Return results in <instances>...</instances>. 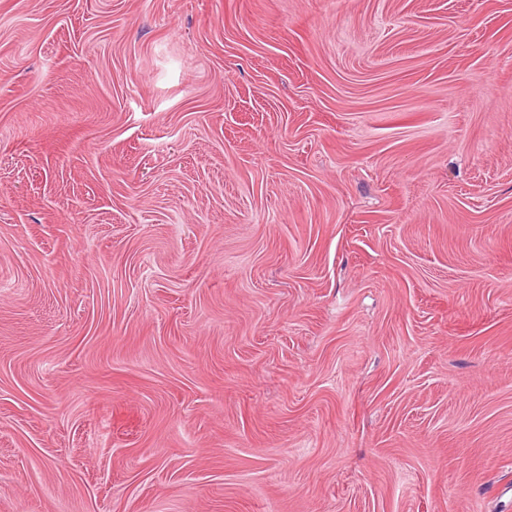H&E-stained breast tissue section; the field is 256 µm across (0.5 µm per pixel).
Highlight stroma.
Instances as JSON below:
<instances>
[{
    "label": "stroma",
    "instance_id": "stroma-1",
    "mask_svg": "<svg viewBox=\"0 0 512 512\" xmlns=\"http://www.w3.org/2000/svg\"><path fill=\"white\" fill-rule=\"evenodd\" d=\"M0 512H512V0H0Z\"/></svg>",
    "mask_w": 512,
    "mask_h": 512
}]
</instances>
